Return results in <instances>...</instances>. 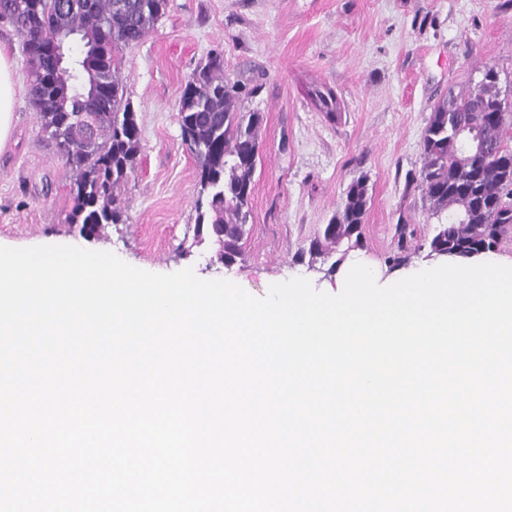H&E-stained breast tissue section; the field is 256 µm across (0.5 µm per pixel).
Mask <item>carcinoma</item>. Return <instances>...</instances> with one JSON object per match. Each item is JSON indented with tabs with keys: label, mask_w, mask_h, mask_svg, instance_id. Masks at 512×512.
Listing matches in <instances>:
<instances>
[{
	"label": "carcinoma",
	"mask_w": 512,
	"mask_h": 512,
	"mask_svg": "<svg viewBox=\"0 0 512 512\" xmlns=\"http://www.w3.org/2000/svg\"><path fill=\"white\" fill-rule=\"evenodd\" d=\"M167 0H0L26 57V89L41 130L64 162L75 201L68 215L84 237L98 239L122 221L118 190L128 178L140 130L120 79L121 49L137 45L165 14ZM82 50L73 55L71 43ZM186 81L177 113L196 144L200 198L192 245L210 242L217 259L242 256L259 158L261 116L242 108L224 56L209 55ZM484 69L475 85L437 102L421 143L419 181L432 215L448 212L428 242L429 255L471 258L495 250L512 228V113ZM329 118L340 111L331 89L316 91ZM368 188L359 178L342 207L296 260L315 264L363 245Z\"/></svg>",
	"instance_id": "1"
}]
</instances>
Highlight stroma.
Here are the masks:
<instances>
[{
  "instance_id": "stroma-1",
  "label": "stroma",
  "mask_w": 512,
  "mask_h": 512,
  "mask_svg": "<svg viewBox=\"0 0 512 512\" xmlns=\"http://www.w3.org/2000/svg\"><path fill=\"white\" fill-rule=\"evenodd\" d=\"M0 47L17 83L14 135L0 150V246L49 243L110 251L159 274L190 267L262 297L272 281L325 280V267L294 261L366 178L362 248L352 255L388 273V257L422 261L438 217L419 186L421 141L449 90L499 74L512 106V0H168L142 43L122 51L121 79L141 130L120 192L123 221L103 239L68 223L69 179L26 95V60L0 21ZM261 113L260 158L241 259L224 266L214 246L182 255L199 199L198 164L182 140L184 85L212 50ZM324 84L341 110L328 120L309 91Z\"/></svg>"
}]
</instances>
